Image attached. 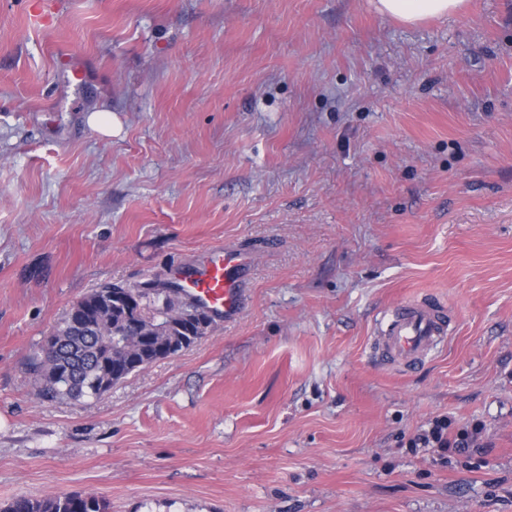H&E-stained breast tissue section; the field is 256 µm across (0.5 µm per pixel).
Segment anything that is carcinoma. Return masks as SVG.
<instances>
[{
  "instance_id": "carcinoma-1",
  "label": "carcinoma",
  "mask_w": 512,
  "mask_h": 512,
  "mask_svg": "<svg viewBox=\"0 0 512 512\" xmlns=\"http://www.w3.org/2000/svg\"><path fill=\"white\" fill-rule=\"evenodd\" d=\"M119 283L105 284L83 296L71 306L53 335L59 342L54 360L35 355L29 371L38 383V396L47 403L69 400L79 402L101 395L100 386L112 387L130 374L145 368L142 355L152 346H176L180 352L199 338V327L175 318L177 288L169 289L165 302L139 287L130 288L125 299L115 300L111 293L123 289ZM124 335L122 346L112 350L102 342ZM0 512H108L104 501L91 494H72L32 500L17 497Z\"/></svg>"
}]
</instances>
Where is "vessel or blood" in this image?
<instances>
[{"label": "vessel or blood", "mask_w": 512, "mask_h": 512, "mask_svg": "<svg viewBox=\"0 0 512 512\" xmlns=\"http://www.w3.org/2000/svg\"><path fill=\"white\" fill-rule=\"evenodd\" d=\"M242 265L239 251L215 248L193 272L176 273L175 279L184 294L213 315L232 318L241 307L237 277ZM447 331L446 310L438 302H402L381 324L375 352L385 366L408 372L445 340Z\"/></svg>", "instance_id": "obj_1"}]
</instances>
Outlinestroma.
I'll return each mask as SVG.
<instances>
[{
    "label": "stroma",
    "mask_w": 512,
    "mask_h": 512,
    "mask_svg": "<svg viewBox=\"0 0 512 512\" xmlns=\"http://www.w3.org/2000/svg\"><path fill=\"white\" fill-rule=\"evenodd\" d=\"M224 246L249 259L236 317L101 398H37L26 363L76 301ZM426 295L446 342L381 367L385 313ZM442 415L482 447H408ZM73 493L512 512V0L415 25L371 0H0V507Z\"/></svg>",
    "instance_id": "35a3bbf8"
}]
</instances>
